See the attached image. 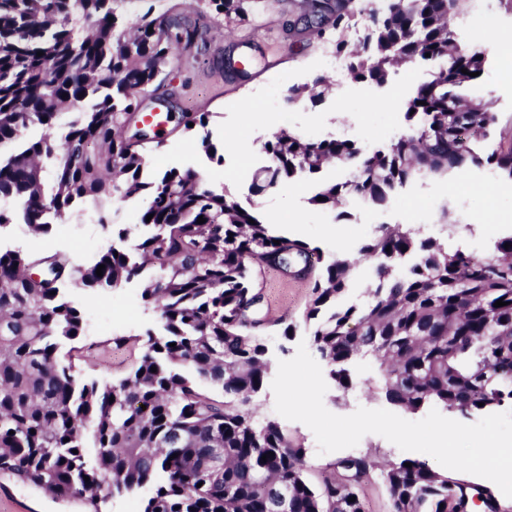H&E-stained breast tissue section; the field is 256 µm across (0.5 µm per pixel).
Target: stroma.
I'll list each match as a JSON object with an SVG mask.
<instances>
[{
    "label": "stroma",
    "instance_id": "stroma-1",
    "mask_svg": "<svg viewBox=\"0 0 512 512\" xmlns=\"http://www.w3.org/2000/svg\"><path fill=\"white\" fill-rule=\"evenodd\" d=\"M175 4L191 26L205 32L206 39L180 45L178 66L158 80L156 95L167 100L175 120L164 129L163 146L155 155L157 170L204 173L207 181L229 188L243 206L258 212L277 233L319 248L324 260H356L343 305L360 303L372 284L374 261L360 257L359 249L377 227L410 224L421 229L423 236L446 239L449 248L463 247L478 254L489 250L496 238L512 233V181L486 168L421 180L400 189L384 207H350L346 220L311 202L324 184L346 178L347 169L338 165L257 191L255 175L269 163L263 145L281 129L313 139L348 137L368 150L389 145L408 128L406 103L413 90L428 79L430 68L415 63L396 69L382 87L349 79L321 103L291 105L285 98L289 85L329 75L328 62L334 56L325 39L297 30L300 0H263L262 10L242 24L225 22L199 8L196 0H128L126 17L135 19L149 6L160 14ZM490 7L497 14L498 26L512 33V0H470L466 16L453 25L460 44L473 43L470 30L482 22ZM474 93L491 101L500 116L496 141L512 143V62L490 52ZM184 113L208 114L207 127L185 130L177 122L178 115ZM205 135L216 147V156H209L202 146ZM241 135L250 140L251 151L227 150V141ZM144 206L143 198L134 197L117 213L109 214L108 224H99L90 213L54 225L45 236L31 234L26 225L11 224L0 229V247L31 256L59 251L75 264L87 266L111 245L119 229L139 223ZM443 212L449 223L461 225V232H444L438 222ZM313 281V274L287 277L272 266L259 273L264 324L258 333L264 337L272 361L292 358L298 343L305 339L303 314ZM144 285L139 279L108 290H69V298L86 322L73 360L80 379H119L139 357L141 337L146 330L159 327L158 315L146 310L142 302ZM287 325L294 328L288 337L283 334ZM352 376L353 386L348 391L329 385L324 405L330 412L349 415L360 407L386 408L375 388L371 364L359 362ZM88 509L84 500L57 498L0 476V512Z\"/></svg>",
    "mask_w": 512,
    "mask_h": 512
}]
</instances>
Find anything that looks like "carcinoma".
Wrapping results in <instances>:
<instances>
[{"mask_svg": "<svg viewBox=\"0 0 512 512\" xmlns=\"http://www.w3.org/2000/svg\"><path fill=\"white\" fill-rule=\"evenodd\" d=\"M127 0H0V228L16 215L45 235L75 209L106 223L105 204L135 196L146 205L132 252L109 247L94 264L55 252L31 257L0 250V473L101 512L110 498L151 488L143 512H365L359 490L378 477L391 512H512L496 487L405 458L377 464L368 454L307 477L306 449L252 407L271 372L256 334L263 293L254 267L321 259L309 244L277 235L259 214L193 170L145 172L161 147L159 129L128 134L142 99L169 67L167 50L195 40L178 15L124 20ZM216 15L244 21L260 0H207ZM468 0H387L367 14L358 42L347 33L359 0H304L302 33L333 34L335 54L354 81L384 84L401 63L435 62L408 100L409 132L385 150L350 138L305 139L282 129L265 142L271 164L257 189L284 184L328 163L352 164L344 182L312 202L334 210L356 197L376 207L406 184L472 167L512 180V143L488 152L498 123L493 105L468 91L485 72L486 47L459 45L451 21ZM467 69L464 74L461 69ZM320 76L288 88V102H317ZM64 125L60 142L28 129ZM151 221H146L147 215ZM206 219L203 224L198 218ZM254 223H249V220ZM280 244H274V241ZM509 243L511 247L504 248ZM359 253L377 260L376 286L361 305L340 307L355 262L336 259L312 285L305 325L337 386L348 365L374 360L378 393L407 411L435 404L469 415L512 404V235L491 251H448L414 229L382 226ZM105 265L103 275L96 274ZM38 266L43 279L29 270ZM152 277L141 293L163 332L147 333L135 367L112 383L78 378L63 344L84 335L81 311L60 292L118 288ZM507 305L496 307L497 300ZM157 368L151 372V368ZM224 392L217 401L194 379ZM267 460H262V456ZM354 501H349V498Z\"/></svg>", "mask_w": 512, "mask_h": 512, "instance_id": "obj_1", "label": "carcinoma"}]
</instances>
